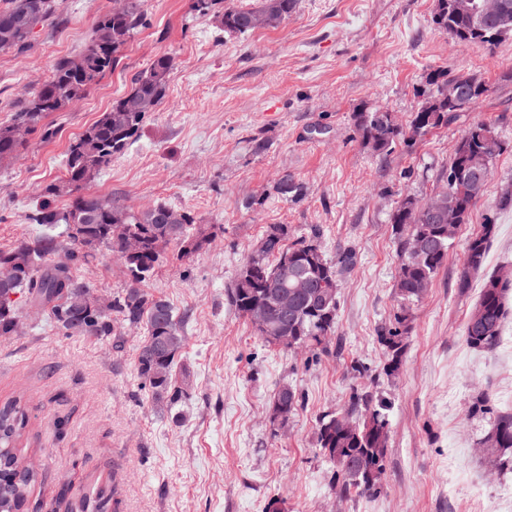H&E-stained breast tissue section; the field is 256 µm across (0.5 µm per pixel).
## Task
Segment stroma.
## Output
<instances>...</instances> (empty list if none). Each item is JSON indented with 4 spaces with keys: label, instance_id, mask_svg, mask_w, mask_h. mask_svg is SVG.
Returning a JSON list of instances; mask_svg holds the SVG:
<instances>
[{
    "label": "stroma",
    "instance_id": "35a3bbf8",
    "mask_svg": "<svg viewBox=\"0 0 512 512\" xmlns=\"http://www.w3.org/2000/svg\"><path fill=\"white\" fill-rule=\"evenodd\" d=\"M28 48L0 52V122L49 79L55 62L78 55L112 0H59ZM436 0H298L278 27L226 32L223 4L205 15L190 0H146L145 24L119 63L80 100L51 114V140L30 135L19 159L0 163V249L35 239L28 215L39 193L65 173L70 141L131 87L160 55L173 66L168 92L90 192L133 209L166 203L212 227L191 259L164 261L144 287L184 315L176 382L183 401L155 407L137 373L145 328L109 341L63 335L22 307L24 331L0 338V405L22 399L29 423L22 455L39 465L32 503L67 512L93 484L116 512H512V470L489 474L469 415L480 394L512 409V319L490 352L472 348L464 325L485 274L512 267V211L497 208L512 183V37L468 48L433 22ZM474 74L488 93L452 122L397 143L389 154L363 144L359 111L393 113L409 128L439 69ZM477 120L505 143L483 197L453 240L448 259L410 306L408 347L395 377L382 372L377 331L397 310L396 239L401 197L425 200L449 167L455 144ZM265 144L256 151L255 140ZM289 177L295 189L277 194ZM497 224L483 271L456 286L467 241L486 218ZM299 234L320 226L328 257L350 250L340 276L337 329L326 351L264 343L228 300L227 288L270 225ZM101 292L127 280L112 253L78 268ZM390 398L389 444L376 495L338 499L316 448L318 418L347 408L350 368ZM290 384L303 402L287 427L269 408Z\"/></svg>",
    "mask_w": 512,
    "mask_h": 512
}]
</instances>
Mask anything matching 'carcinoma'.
I'll use <instances>...</instances> for the list:
<instances>
[{
	"label": "carcinoma",
	"mask_w": 512,
	"mask_h": 512,
	"mask_svg": "<svg viewBox=\"0 0 512 512\" xmlns=\"http://www.w3.org/2000/svg\"><path fill=\"white\" fill-rule=\"evenodd\" d=\"M121 6L105 13L98 21L94 35L81 51L84 73L73 75L71 58L59 59L46 83L22 103L11 118L0 124V162L19 157L26 141L11 135L14 125L25 123L30 133L42 132L49 139L53 130L44 124L51 112L63 111L71 102L66 91L76 85L92 87L118 62V53L143 24L144 0H119ZM298 0H257L254 6L228 4L222 14L224 30L244 34L274 28L288 19ZM454 0H436L434 22L457 43L481 48L492 46L502 37L512 36V0H499L508 22L498 29L486 28V38L477 41L471 26L459 19L452 7ZM56 0H0V51L23 50L30 42L25 37L6 43L3 36L16 25L19 15H34V25L50 21L56 14ZM172 67L168 55L157 57L150 66L135 75L132 87L112 102L68 146L65 175L58 184L45 187L33 209L30 220L49 230L64 225L62 236L46 234L34 240L20 239L0 250V338L17 335L18 309L15 296H26L28 304L39 306L48 321L68 336L110 340L126 326L143 324L147 338L139 349L138 374L148 397L157 407L171 408L183 397V390L173 382V369L185 344L181 320L173 307L143 288L163 259L168 246L178 248L177 258H190L208 241L205 228L196 223L193 214L156 203L133 210L110 197L87 190L95 174L121 154L136 135L147 113L165 98L167 77ZM454 78L443 69L434 74L436 89L429 94L411 123V137L448 124L459 112L471 109L489 91L479 78L471 77L468 98L450 103L441 86ZM354 124L362 142L377 153L389 152L400 139L408 140L390 112H356ZM504 150V142L495 128L484 122L473 123L457 140L450 166L439 175L440 190L421 202L404 197L391 214L397 238L398 276L393 288L400 299V311L389 325L380 329L378 342L387 360L382 371L395 375L406 351L409 331V308L406 304L421 299L423 287L432 282L448 256L452 240L448 225L416 217L410 208L427 207L434 199L443 206L459 209L464 222L484 194L486 181L471 178V168L489 169ZM68 198L59 208L55 199ZM495 233L494 220L489 219L481 231L471 237L467 258L459 273L458 287H470L472 276L483 266L489 243ZM140 239L135 253L123 251L127 239ZM321 229L313 226L304 235L293 236L286 224H273L258 241L236 274L228 297L243 317H248L255 303L265 305L273 318H279V298L303 281L314 293L297 300L292 314L280 323L279 331L256 330L259 337L273 345V336H295L297 346H319L336 332L338 311V277L356 262V255L345 250L331 259L322 250ZM419 239L422 247H407L408 240ZM106 249L117 255L129 273L120 291L102 293L97 285L75 275V270L89 263L98 251ZM19 252L30 256L29 265L19 269L14 257ZM60 254L57 261L50 256ZM96 295L94 309L74 312L72 299L79 292ZM512 296V277L500 274L484 279L479 298L467 316L465 335L471 347L490 351L502 336L506 320L512 315L508 305ZM288 394L287 411L294 415L302 396L285 383L273 400ZM390 401L366 388L353 390L348 408L340 413H327L318 420L317 446L330 465L331 488L349 494H376L381 489L388 448L389 420L386 410ZM350 421L348 429L339 419ZM28 424V414L21 402L14 400L0 406V512H27L38 471L30 468L18 453L17 443ZM488 428L479 439V447L498 457L499 469L512 466V412H493ZM111 497L102 488L84 495L71 512H110Z\"/></svg>",
	"instance_id": "1"
}]
</instances>
